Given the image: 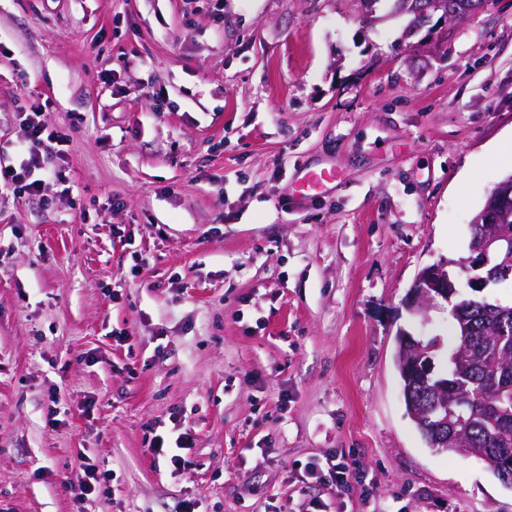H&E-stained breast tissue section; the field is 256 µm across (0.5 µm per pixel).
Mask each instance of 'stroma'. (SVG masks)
<instances>
[{
  "instance_id": "obj_1",
  "label": "stroma",
  "mask_w": 512,
  "mask_h": 512,
  "mask_svg": "<svg viewBox=\"0 0 512 512\" xmlns=\"http://www.w3.org/2000/svg\"><path fill=\"white\" fill-rule=\"evenodd\" d=\"M406 23L361 0H0V145L45 104L73 186L0 194V512H512L481 461L428 447L395 363L398 330L451 344L447 310L404 299L470 257L512 171V0ZM86 460L109 482L80 504ZM332 462L345 495L307 473ZM453 272L448 270V261L432 264L422 268L410 288L404 305L407 311L413 315L423 317L422 323H428L430 309L442 307L454 294L455 283L452 279Z\"/></svg>"
}]
</instances>
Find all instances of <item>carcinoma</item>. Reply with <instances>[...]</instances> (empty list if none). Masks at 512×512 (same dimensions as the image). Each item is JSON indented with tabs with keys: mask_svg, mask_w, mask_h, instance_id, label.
Segmentation results:
<instances>
[{
	"mask_svg": "<svg viewBox=\"0 0 512 512\" xmlns=\"http://www.w3.org/2000/svg\"><path fill=\"white\" fill-rule=\"evenodd\" d=\"M451 316L454 341L446 354V367L433 379L455 381L458 390L448 396V429H442V409L435 398L416 389L425 415L415 422L429 447L448 448L457 440L478 455L501 482L512 484V303L496 311L482 299L457 293ZM469 329L467 342L458 327Z\"/></svg>",
	"mask_w": 512,
	"mask_h": 512,
	"instance_id": "1",
	"label": "carcinoma"
}]
</instances>
